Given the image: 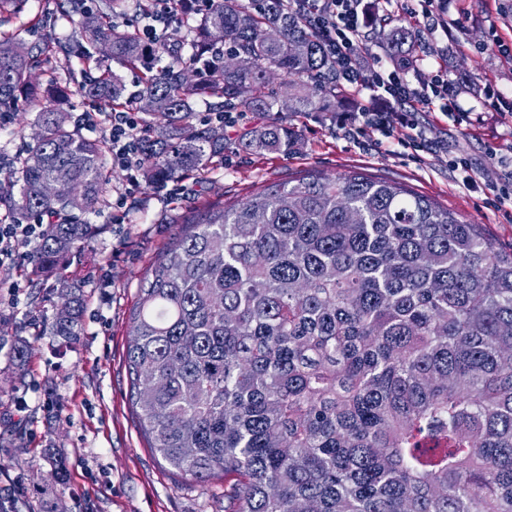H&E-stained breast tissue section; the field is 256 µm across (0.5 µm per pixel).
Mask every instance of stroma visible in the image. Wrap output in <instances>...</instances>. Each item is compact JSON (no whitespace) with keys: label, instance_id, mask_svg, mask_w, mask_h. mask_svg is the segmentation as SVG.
I'll use <instances>...</instances> for the list:
<instances>
[{"label":"stroma","instance_id":"stroma-1","mask_svg":"<svg viewBox=\"0 0 512 512\" xmlns=\"http://www.w3.org/2000/svg\"><path fill=\"white\" fill-rule=\"evenodd\" d=\"M53 0H27L26 9L4 26L26 44L66 42L75 20L53 11ZM468 14L456 36L462 46L448 65V78L465 88L464 108L482 111L470 87L496 81L512 90V63L486 49L487 30L496 13H484L480 0H455ZM38 112L30 104L8 108L0 123V163L12 164L30 143ZM297 127L301 142L288 155L252 152L238 135H224L223 158L184 178L182 195L168 199L145 188L116 224L108 209L87 214L97 231L88 246L71 257L62 277L33 274L22 263L13 276L18 296L0 297V502L23 486L15 512H224V482L201 484L173 473L147 445L129 398L126 363L129 317L147 270L183 230L178 214L245 200L255 190L303 172L382 174L482 225L503 249L512 248V223L491 205L485 192L460 185L441 153L399 156L386 147H357L323 112H281ZM427 135L443 151L467 155L485 180L499 167L486 144L512 142V115L495 124L470 128L438 120ZM75 287L83 304L81 330L58 335L54 322ZM30 345L25 367H17V339ZM67 468L65 484L53 476L51 459Z\"/></svg>","mask_w":512,"mask_h":512}]
</instances>
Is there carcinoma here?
I'll use <instances>...</instances> for the list:
<instances>
[{"mask_svg": "<svg viewBox=\"0 0 512 512\" xmlns=\"http://www.w3.org/2000/svg\"><path fill=\"white\" fill-rule=\"evenodd\" d=\"M27 0H0L17 17ZM77 18L56 53L82 64L74 88L32 73L47 62L0 31V105L39 108L40 141L0 171V207L57 217L32 258L57 274L95 225L78 221L110 179L105 140L68 123L75 93L144 114L145 182L224 155V129L192 123L198 98L242 112L278 108L267 74L295 89L293 112H336L332 63L283 0H209L187 42L152 50L122 26L127 0H56ZM412 33L385 51L410 62ZM140 70L130 90L94 56ZM300 131L271 120L242 148L294 152ZM64 187L47 198L42 186ZM140 281L126 359L148 447L199 483L224 479V512H512V251L426 195L381 177L307 173L209 208ZM55 322L75 336L80 299Z\"/></svg>", "mask_w": 512, "mask_h": 512, "instance_id": "carcinoma-1", "label": "carcinoma"}]
</instances>
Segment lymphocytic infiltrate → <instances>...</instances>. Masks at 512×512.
Listing matches in <instances>:
<instances>
[{
  "instance_id": "lymphocytic-infiltrate-1",
  "label": "lymphocytic infiltrate",
  "mask_w": 512,
  "mask_h": 512,
  "mask_svg": "<svg viewBox=\"0 0 512 512\" xmlns=\"http://www.w3.org/2000/svg\"><path fill=\"white\" fill-rule=\"evenodd\" d=\"M305 27L316 36L336 64L337 79L345 81L352 94V109L336 113L339 129L353 142L380 136L411 153L432 152L419 115L438 112L455 124L469 122L470 115L460 103V88L449 82L446 67H439L429 81L410 76L382 59H369L365 30L379 13L381 0H286ZM403 14L414 19L428 33H441L446 43L438 47L447 55L456 46L454 29L459 19L450 15L452 0H399ZM142 117L134 107L110 112L106 121L109 153L114 165L128 173L125 188L116 189L111 206L121 210L131 192L141 189L139 141ZM47 224L0 220V286L17 292L18 282L8 274L25 259L35 255Z\"/></svg>"
}]
</instances>
